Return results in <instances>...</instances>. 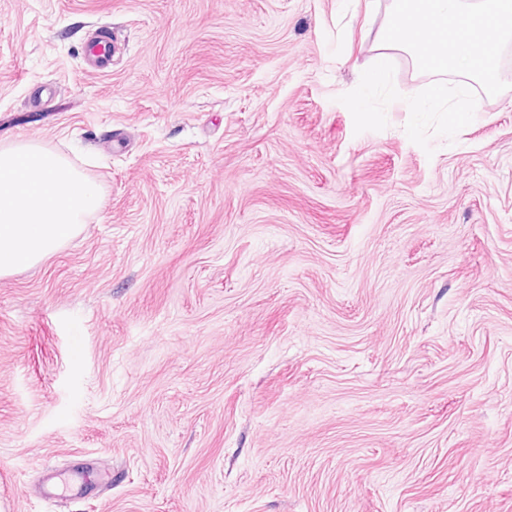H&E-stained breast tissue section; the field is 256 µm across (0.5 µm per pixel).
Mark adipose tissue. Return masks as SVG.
Returning <instances> with one entry per match:
<instances>
[{
	"label": "adipose tissue",
	"mask_w": 512,
	"mask_h": 512,
	"mask_svg": "<svg viewBox=\"0 0 512 512\" xmlns=\"http://www.w3.org/2000/svg\"><path fill=\"white\" fill-rule=\"evenodd\" d=\"M101 191L59 153L34 142L0 147V278L34 266L79 234Z\"/></svg>",
	"instance_id": "obj_1"
}]
</instances>
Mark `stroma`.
I'll return each mask as SVG.
<instances>
[{
	"mask_svg": "<svg viewBox=\"0 0 512 512\" xmlns=\"http://www.w3.org/2000/svg\"><path fill=\"white\" fill-rule=\"evenodd\" d=\"M389 3L0 0V145L102 194L0 279V512H512V71L355 133ZM115 52L112 40L89 41L86 47L88 65L93 71H104L110 65L109 57Z\"/></svg>",
	"mask_w": 512,
	"mask_h": 512,
	"instance_id": "obj_1",
	"label": "stroma"
}]
</instances>
